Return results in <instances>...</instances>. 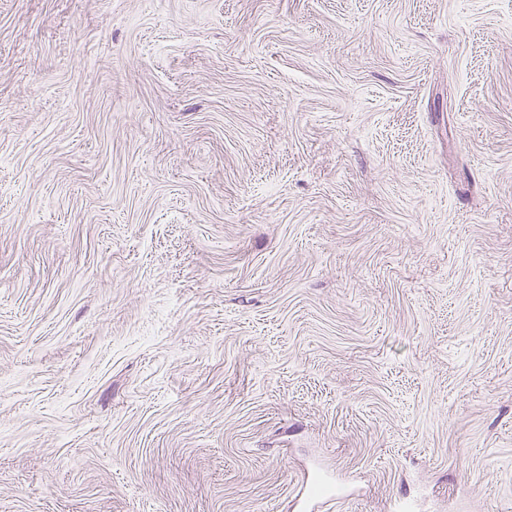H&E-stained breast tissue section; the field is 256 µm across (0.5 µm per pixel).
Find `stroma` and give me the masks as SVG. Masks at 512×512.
I'll list each match as a JSON object with an SVG mask.
<instances>
[{"label":"stroma","instance_id":"35a3bbf8","mask_svg":"<svg viewBox=\"0 0 512 512\" xmlns=\"http://www.w3.org/2000/svg\"><path fill=\"white\" fill-rule=\"evenodd\" d=\"M512 512V0H0V512Z\"/></svg>","mask_w":512,"mask_h":512}]
</instances>
